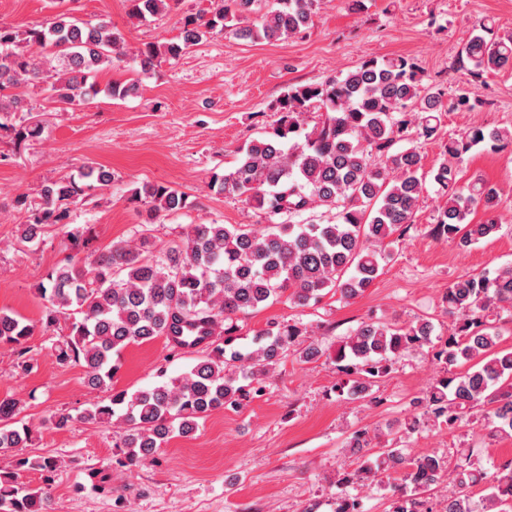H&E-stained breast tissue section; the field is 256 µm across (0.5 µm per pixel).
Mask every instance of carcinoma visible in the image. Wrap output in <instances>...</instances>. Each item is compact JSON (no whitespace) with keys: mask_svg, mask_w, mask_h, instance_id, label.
Wrapping results in <instances>:
<instances>
[{"mask_svg":"<svg viewBox=\"0 0 512 512\" xmlns=\"http://www.w3.org/2000/svg\"><path fill=\"white\" fill-rule=\"evenodd\" d=\"M46 23L28 29L0 26V113L21 112L17 89L45 85L49 97L68 108L87 104L100 92L125 98L134 82L112 81L100 88L98 78L123 62L121 35L107 22L93 24L62 8ZM129 15L149 23L166 14L168 0H127ZM320 0H216L211 16L188 14L177 24L176 41L147 43L134 53L142 72L160 58L176 60L216 29L249 21L244 31L257 39L279 40L301 33L311 23ZM494 22L479 24L459 58L471 65L473 83L459 88L450 105L444 93L423 83L413 59L397 56L364 60L346 74L320 83L292 85L277 100L280 114L273 132L239 151L233 169L211 179V188L254 205L272 218L264 229L251 224H188L178 238L158 247L154 229L144 225L133 238L112 243L82 261L71 258L35 286L46 310L45 326L68 322V333L55 344L62 365L78 363L88 382L112 391L74 417L52 416L63 429L73 419L108 423L118 428L114 444L131 472L153 457L174 434L196 433L217 410L260 396L279 360L294 350L304 362L325 353L301 323L269 322L257 331L252 346L234 345L237 316L287 296L297 308L318 303L329 293L353 299L380 275L391 237L411 228L426 175L417 147L393 151L401 140L427 141L448 111L471 112L482 105L476 82L489 71L512 65V36H497ZM321 113L308 126L307 114ZM41 121L14 128L16 140L38 136ZM512 145V129L474 126L448 139L434 183L446 201L432 234L469 247L501 227L496 188L475 179L459 184L448 158L473 147ZM112 173L86 166L78 177L43 186L34 197L20 194L18 206L29 213L17 242L35 241L47 224H65L69 206L111 187ZM133 199L150 218L191 207L188 196L163 184L144 183ZM481 208L483 218L470 215ZM279 221H274V218ZM448 315L456 318L448 335L435 333L427 318L409 324L363 321L340 341L336 364L344 378L336 382L340 397L365 399L406 352L432 350L443 374L414 398L415 412L396 427L405 436L433 423L452 428L469 421L470 410L487 407L495 432L512 437V348L500 347L501 330L494 312L512 310V265L459 276L442 295ZM35 326L15 313L0 310V345L18 351L17 368L33 370L25 343ZM158 337L177 350L201 355L189 372L130 394L114 390L118 364L113 357L132 344ZM24 419V402L0 398V449L19 448L33 439ZM347 448L357 467L336 481V512H361L347 488L379 483L380 472L399 474L388 512H433L430 499L448 478L462 494L440 501L443 512H512V459L488 471L482 460L462 448L456 461L435 453L413 457L406 448H375L369 431L353 432ZM19 467L46 473L52 481L54 461L24 457ZM483 486L474 499L469 489ZM46 488L31 489L15 473H0V512H49Z\"/></svg>","mask_w":512,"mask_h":512,"instance_id":"obj_1","label":"carcinoma"}]
</instances>
